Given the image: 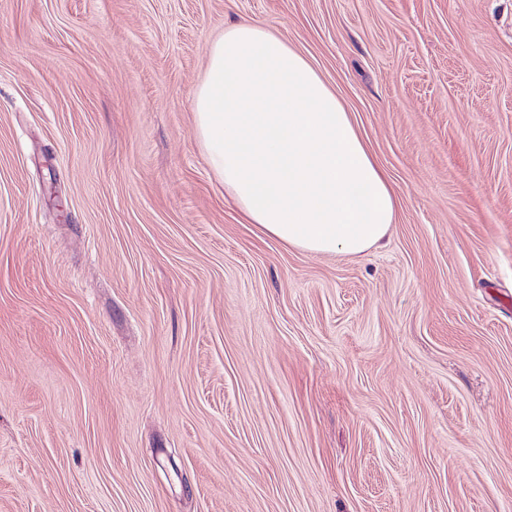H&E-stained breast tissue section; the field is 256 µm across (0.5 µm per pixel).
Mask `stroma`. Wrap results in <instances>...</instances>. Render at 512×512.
Returning <instances> with one entry per match:
<instances>
[{"label": "stroma", "mask_w": 512, "mask_h": 512, "mask_svg": "<svg viewBox=\"0 0 512 512\" xmlns=\"http://www.w3.org/2000/svg\"><path fill=\"white\" fill-rule=\"evenodd\" d=\"M241 21L349 112L379 246L225 198ZM0 512H512V0H0Z\"/></svg>", "instance_id": "obj_1"}]
</instances>
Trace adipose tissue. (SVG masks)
I'll return each instance as SVG.
<instances>
[{
	"label": "adipose tissue",
	"mask_w": 512,
	"mask_h": 512,
	"mask_svg": "<svg viewBox=\"0 0 512 512\" xmlns=\"http://www.w3.org/2000/svg\"><path fill=\"white\" fill-rule=\"evenodd\" d=\"M193 108L208 165L247 223L310 253L359 255L384 238L393 192L348 112L285 40L227 26Z\"/></svg>",
	"instance_id": "ef3b65f1"
}]
</instances>
